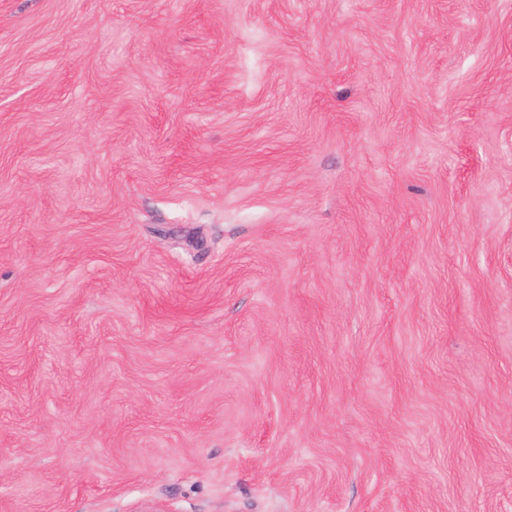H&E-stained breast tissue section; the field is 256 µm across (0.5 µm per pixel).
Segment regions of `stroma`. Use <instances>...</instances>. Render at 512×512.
<instances>
[{"mask_svg":"<svg viewBox=\"0 0 512 512\" xmlns=\"http://www.w3.org/2000/svg\"><path fill=\"white\" fill-rule=\"evenodd\" d=\"M0 512H512V0H0Z\"/></svg>","mask_w":512,"mask_h":512,"instance_id":"obj_1","label":"stroma"}]
</instances>
